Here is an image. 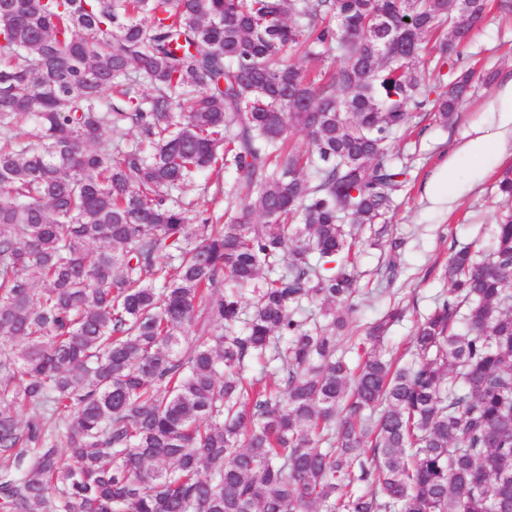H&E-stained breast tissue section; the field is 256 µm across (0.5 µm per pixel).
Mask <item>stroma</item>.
Masks as SVG:
<instances>
[{"mask_svg": "<svg viewBox=\"0 0 512 512\" xmlns=\"http://www.w3.org/2000/svg\"><path fill=\"white\" fill-rule=\"evenodd\" d=\"M467 69L474 73L472 87L452 121L444 125L433 113L413 108L408 122L390 139L396 160L412 165L410 182L386 216L391 234L405 240L397 279L389 289H380L377 271L386 247H364L355 258L366 294L359 297L351 316L353 327L374 321L394 303L409 310L407 318L389 332L393 348L407 349L417 321L436 298L448 294L444 272L452 244L489 242L503 209L498 182L512 168V146L491 150L479 162L456 160L452 153L469 139L472 128L497 120L491 105L501 87L512 81V16L491 10L444 79L452 81L458 71ZM446 173L454 182L451 203L432 193L434 183Z\"/></svg>", "mask_w": 512, "mask_h": 512, "instance_id": "stroma-1", "label": "stroma"}]
</instances>
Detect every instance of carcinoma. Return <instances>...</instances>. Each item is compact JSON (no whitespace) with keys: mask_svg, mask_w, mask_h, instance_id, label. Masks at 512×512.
Returning <instances> with one entry per match:
<instances>
[{"mask_svg":"<svg viewBox=\"0 0 512 512\" xmlns=\"http://www.w3.org/2000/svg\"><path fill=\"white\" fill-rule=\"evenodd\" d=\"M488 8L0 0V512H512V172L411 360L385 344L406 308L344 318L410 175L390 135L471 90L414 74L422 35L447 30L439 73ZM298 45L340 65L308 78ZM204 170L264 222L203 216Z\"/></svg>","mask_w":512,"mask_h":512,"instance_id":"cac0c4a2","label":"carcinoma"}]
</instances>
